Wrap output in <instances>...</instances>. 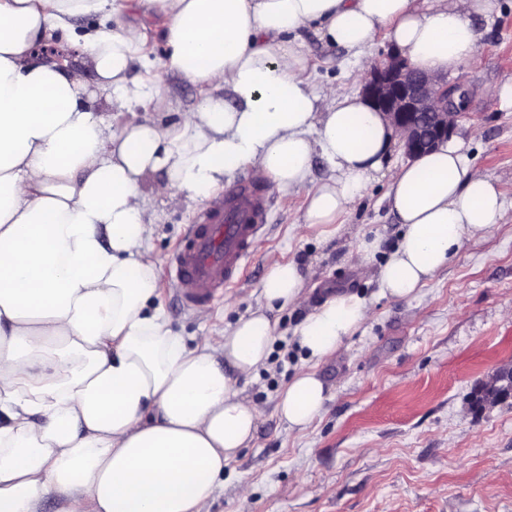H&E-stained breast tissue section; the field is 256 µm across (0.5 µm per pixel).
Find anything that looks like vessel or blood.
I'll list each match as a JSON object with an SVG mask.
<instances>
[{"instance_id":"obj_1","label":"vessel or blood","mask_w":512,"mask_h":512,"mask_svg":"<svg viewBox=\"0 0 512 512\" xmlns=\"http://www.w3.org/2000/svg\"><path fill=\"white\" fill-rule=\"evenodd\" d=\"M266 218L263 191L246 182L227 204L203 213L189 225L167 266L183 306L211 302L236 282Z\"/></svg>"}]
</instances>
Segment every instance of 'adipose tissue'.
<instances>
[{"instance_id": "obj_1", "label": "adipose tissue", "mask_w": 512, "mask_h": 512, "mask_svg": "<svg viewBox=\"0 0 512 512\" xmlns=\"http://www.w3.org/2000/svg\"><path fill=\"white\" fill-rule=\"evenodd\" d=\"M166 21L160 66L205 90L178 121L114 124L113 106L155 99L134 81L144 32L113 0H0V512H37L54 492L90 512H199L220 495L224 465L248 447L260 415L239 379L264 368L270 313L297 305L305 282L273 265L256 308L224 333L222 354L187 347L156 304L151 218L142 196L180 194L213 207L244 165L281 189H306L304 221L335 224L380 173L398 140L361 92L320 94L306 77L302 31L344 46L361 67L377 34L429 74L481 66L475 17L498 0H136ZM104 15L77 32V17ZM56 37L98 76L88 87L34 49ZM322 157L334 178L310 185ZM404 228L379 272L405 300L448 264L465 238L512 219L494 179L454 141L400 165L386 194ZM368 316L352 294L300 323L309 358L341 351ZM326 394L301 366L277 410L302 430Z\"/></svg>"}]
</instances>
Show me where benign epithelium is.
<instances>
[{"label":"benign epithelium","instance_id":"obj_1","mask_svg":"<svg viewBox=\"0 0 512 512\" xmlns=\"http://www.w3.org/2000/svg\"><path fill=\"white\" fill-rule=\"evenodd\" d=\"M362 93L400 133L409 157L427 153L448 141L459 120L466 116V92L461 83L417 71L395 50L364 74ZM482 389L484 399L471 403V410L512 405V366L495 368Z\"/></svg>","mask_w":512,"mask_h":512}]
</instances>
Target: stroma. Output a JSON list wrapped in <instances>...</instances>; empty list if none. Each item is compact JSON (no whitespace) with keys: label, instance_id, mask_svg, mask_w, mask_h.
<instances>
[{"label":"stroma","instance_id":"stroma-1","mask_svg":"<svg viewBox=\"0 0 512 512\" xmlns=\"http://www.w3.org/2000/svg\"><path fill=\"white\" fill-rule=\"evenodd\" d=\"M129 20L149 35L146 62L130 71L143 77L165 54L163 19L136 11ZM301 38L322 107L331 104L327 89H360L361 74L345 66V49L312 29ZM481 53L480 71L455 76L467 92L468 116L454 136L512 202V109L501 108L498 94L512 83V0H500ZM158 80L160 97L116 115V122L133 115L176 121L197 110L200 88L163 69ZM388 182L377 176L341 223L322 225L305 223V191L263 183L270 212L260 246L239 281L211 303L205 325L183 309L166 275L188 225L205 207L176 197L149 199L159 301L189 346L220 347L225 329L254 309L272 265L295 263L306 281L299 305L271 315L275 337L267 367L238 382L241 397L261 415L249 447L224 468L223 494L201 512H512V406L469 409L473 389L494 367L512 363V222L465 239L415 298L392 300L380 293L379 271L403 228L385 200ZM363 238L379 243L365 263L355 256ZM342 292L363 298L369 317L339 353L307 362L294 330ZM305 363L323 382L327 400L299 431L280 416L277 402Z\"/></svg>","mask_w":512,"mask_h":512}]
</instances>
